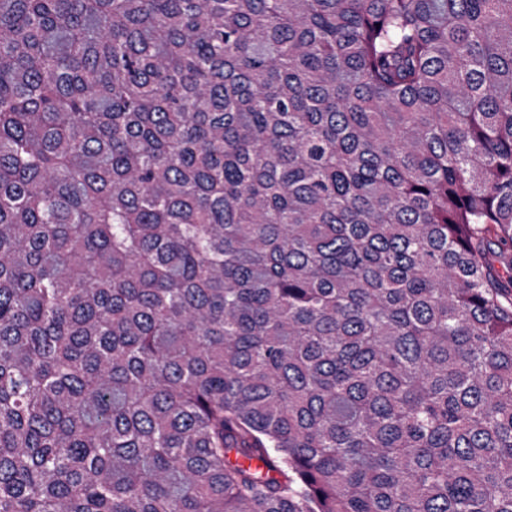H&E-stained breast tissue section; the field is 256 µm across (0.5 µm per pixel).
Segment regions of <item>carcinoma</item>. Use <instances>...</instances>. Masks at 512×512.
Instances as JSON below:
<instances>
[{"mask_svg":"<svg viewBox=\"0 0 512 512\" xmlns=\"http://www.w3.org/2000/svg\"><path fill=\"white\" fill-rule=\"evenodd\" d=\"M0 512H512V0H0Z\"/></svg>","mask_w":512,"mask_h":512,"instance_id":"obj_1","label":"carcinoma"}]
</instances>
